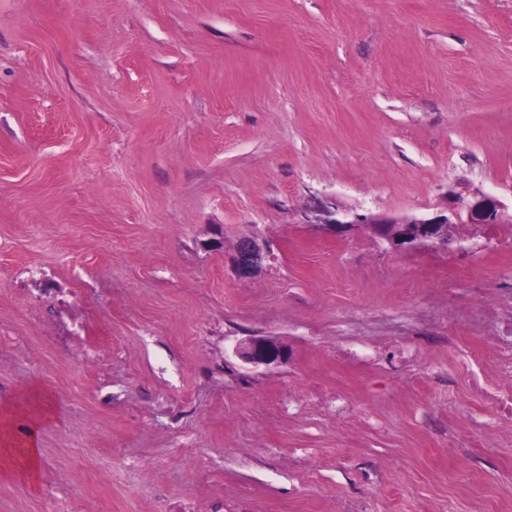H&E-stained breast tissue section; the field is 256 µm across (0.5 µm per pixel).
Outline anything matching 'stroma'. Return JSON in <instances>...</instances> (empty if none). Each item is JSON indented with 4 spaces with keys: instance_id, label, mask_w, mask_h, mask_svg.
<instances>
[{
    "instance_id": "stroma-1",
    "label": "stroma",
    "mask_w": 512,
    "mask_h": 512,
    "mask_svg": "<svg viewBox=\"0 0 512 512\" xmlns=\"http://www.w3.org/2000/svg\"><path fill=\"white\" fill-rule=\"evenodd\" d=\"M482 193L512 211V0H0V406L58 411L0 512H512L461 366L512 363V309L471 318L512 223L314 221ZM318 219L329 229L337 230L345 228L350 224H391L383 230V236L394 243L399 241V245L408 244H448V224H453L447 215H436L431 218H404L400 220H389L384 218H362V220H347L336 210H320ZM266 254L267 247L264 242H259L256 237L251 236L241 238L234 259L238 275L241 277L254 275L262 268ZM236 352L242 360L254 365H270L283 356L281 347L266 339H252Z\"/></svg>"
}]
</instances>
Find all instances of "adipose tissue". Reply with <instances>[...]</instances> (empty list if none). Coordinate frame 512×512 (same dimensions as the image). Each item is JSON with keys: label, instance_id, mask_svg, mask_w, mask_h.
I'll list each match as a JSON object with an SVG mask.
<instances>
[{"label": "adipose tissue", "instance_id": "adipose-tissue-1", "mask_svg": "<svg viewBox=\"0 0 512 512\" xmlns=\"http://www.w3.org/2000/svg\"><path fill=\"white\" fill-rule=\"evenodd\" d=\"M19 413L28 421L26 434L20 440L12 432V419ZM56 417L55 407L43 389L35 385L23 388L12 404L0 408V475L38 486L40 433Z\"/></svg>", "mask_w": 512, "mask_h": 512}]
</instances>
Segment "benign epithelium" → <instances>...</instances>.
I'll list each match as a JSON object with an SVG mask.
<instances>
[{
  "mask_svg": "<svg viewBox=\"0 0 512 512\" xmlns=\"http://www.w3.org/2000/svg\"><path fill=\"white\" fill-rule=\"evenodd\" d=\"M466 212V222L469 224H500L508 220L503 205L490 196H480L462 206ZM460 209V210H462ZM460 210H453L456 218H461ZM321 223L333 230L345 228L355 224H383V236L387 240L400 244H446L448 243V224L451 220L446 215H436L431 218H404L389 220L384 218H363L350 221L346 217L329 209L321 210ZM267 247L265 243L255 237L245 236L240 239L236 256L235 268L239 276L250 277L258 272L266 258ZM239 357L247 363L254 365H270L283 356L280 346L266 339H252L237 348Z\"/></svg>",
  "mask_w": 512,
  "mask_h": 512,
  "instance_id": "7a95c632",
  "label": "benign epithelium"
}]
</instances>
